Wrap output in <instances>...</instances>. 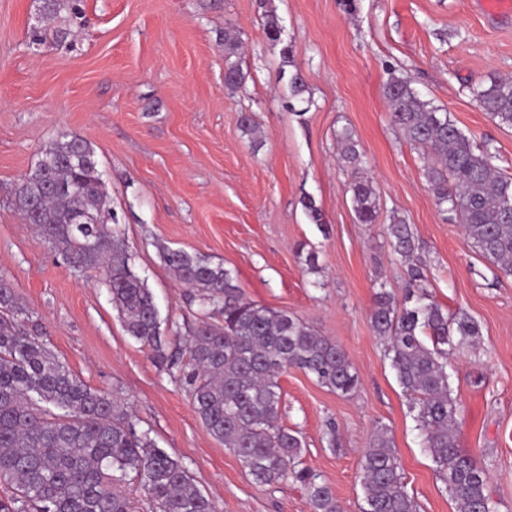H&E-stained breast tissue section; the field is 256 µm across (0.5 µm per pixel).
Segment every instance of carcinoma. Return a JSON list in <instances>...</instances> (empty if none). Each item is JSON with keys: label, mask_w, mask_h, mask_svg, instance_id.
<instances>
[{"label": "carcinoma", "mask_w": 512, "mask_h": 512, "mask_svg": "<svg viewBox=\"0 0 512 512\" xmlns=\"http://www.w3.org/2000/svg\"><path fill=\"white\" fill-rule=\"evenodd\" d=\"M66 9H74L70 0H41L46 21ZM240 44L239 34L225 28L224 86L230 91L244 81L232 60ZM385 95L392 123L432 159L426 178L437 205L464 224L474 248L512 275V178L497 171L489 146L475 144L410 80L391 77ZM475 96L499 125L512 128V79L490 76L478 83ZM342 157L360 169L362 154L348 134L342 138ZM76 182L82 184L77 191ZM350 189L358 222L375 223L379 203L372 184L360 176ZM12 206L68 264L103 274L127 334L179 371L206 430L234 452L255 483L292 478L306 488L313 512H341L332 488L298 468L301 440L278 422V377L284 370L300 369L341 396L357 390V372L333 340L286 311L244 301L222 265L164 247L163 262L192 289L205 316L187 335L175 333L188 352L187 363L176 352L164 353L154 295L134 270L122 232L108 228L115 218L99 162L91 143L77 134L63 132L43 148L35 168L15 188ZM79 212L97 215L99 223H71ZM388 235L397 255L414 257L411 225L396 219ZM422 281L421 267L410 264L403 300L385 289L377 292L371 324L387 342L424 448L456 512H495L488 470L458 448V407L448 373L449 357L479 336L478 324L464 310L451 317L444 313ZM26 312L1 277L0 485L5 495H0V512H135L123 484L138 485L155 512H217L179 460L137 430L109 394L73 374L44 343L37 325L19 323ZM215 315L220 320L210 321ZM360 482L363 512H419L383 428L363 454Z\"/></svg>", "instance_id": "obj_1"}]
</instances>
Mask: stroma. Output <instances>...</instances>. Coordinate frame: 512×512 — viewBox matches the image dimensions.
<instances>
[{
	"instance_id": "1",
	"label": "stroma",
	"mask_w": 512,
	"mask_h": 512,
	"mask_svg": "<svg viewBox=\"0 0 512 512\" xmlns=\"http://www.w3.org/2000/svg\"><path fill=\"white\" fill-rule=\"evenodd\" d=\"M37 7L0 0V277L59 360L131 413L219 512H312L300 482L254 483L206 431L175 371L126 333L102 274L69 267L13 211L20 179L67 131L94 147L161 319L183 332L199 319L161 258V248H180L223 265L247 300L288 311L348 356L359 377L349 396L298 369L279 377V423L301 437L302 467L332 487L343 512H361L360 462L381 426L420 512H455L370 322L376 293L403 295L408 279L387 235L399 217L414 232L428 293L480 327L476 345L452 360L457 443L485 462L495 512H512V275L438 210L425 160L392 124L384 94L391 76L411 80L512 177V128L473 93L488 75L512 77V17L478 0H82L68 39L35 47ZM270 14L290 61L264 35ZM228 25L243 41L245 81L234 91L224 86ZM287 63L305 82L304 102L280 77ZM245 112L260 136L243 131ZM346 132L361 169L337 150ZM358 175L377 193L376 223L356 220L349 185Z\"/></svg>"
}]
</instances>
